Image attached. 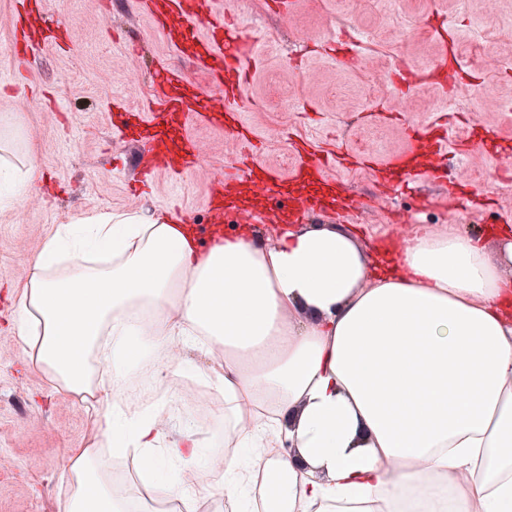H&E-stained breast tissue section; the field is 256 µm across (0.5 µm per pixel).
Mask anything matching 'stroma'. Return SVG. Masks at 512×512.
<instances>
[{
	"label": "stroma",
	"instance_id": "35a3bbf8",
	"mask_svg": "<svg viewBox=\"0 0 512 512\" xmlns=\"http://www.w3.org/2000/svg\"><path fill=\"white\" fill-rule=\"evenodd\" d=\"M28 1L0 0V162L18 168L26 155H35L47 182L37 192L0 197V512H65L70 487L60 478L59 461L66 449L94 447L92 402L22 367L29 347L11 331L5 291L23 286L33 254L56 225L84 213L186 211L200 238H208L210 179L239 178L241 154L225 129L198 124L190 133L204 150L205 165L190 174L161 172L150 188L132 192L147 114L160 89L158 72L182 71L190 89L204 93L211 89L209 77L166 31L154 28L156 0H32L47 26L68 36L36 49L25 69L14 70V18ZM226 2L235 21L252 30L261 54L238 108L253 130V154L275 169L279 181L290 178L278 167L279 156L292 154L304 139L324 160L336 199L355 196L358 206L348 221L366 233L396 235L397 212L412 226H512V194L499 191L496 179L500 166L512 164V77L486 73L500 87L493 97L468 76L449 94L400 89L374 80L359 56L339 53L343 31L336 24L343 12L361 37L378 33L382 65L429 63L451 57L455 43L474 34L494 46L512 44V0H501L502 19L489 28L478 22L481 0H296L289 18L267 17L256 0ZM423 15L443 23L445 36L419 38L416 20ZM294 19L310 28L312 41L294 40ZM273 75L292 91L277 111L266 96ZM339 80L348 94L345 112L337 111L329 93ZM406 96L415 100V111H400ZM452 96L470 105L457 209L423 206L427 186L420 182L396 195L389 208L367 207L371 167L415 153L416 134L454 124ZM157 378L177 394L162 416L167 439L188 429L207 441L223 438L224 415L215 407H208L204 423L186 413L194 379L163 372Z\"/></svg>",
	"mask_w": 512,
	"mask_h": 512
}]
</instances>
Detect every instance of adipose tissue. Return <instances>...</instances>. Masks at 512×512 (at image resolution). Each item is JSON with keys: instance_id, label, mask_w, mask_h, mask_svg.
I'll use <instances>...</instances> for the list:
<instances>
[{"instance_id": "ef3b65f1", "label": "adipose tissue", "mask_w": 512, "mask_h": 512, "mask_svg": "<svg viewBox=\"0 0 512 512\" xmlns=\"http://www.w3.org/2000/svg\"><path fill=\"white\" fill-rule=\"evenodd\" d=\"M487 239L304 224L265 241L244 224L204 247L166 212L101 211L42 242L12 326L26 365L72 393L106 369L97 442L153 477L177 464L166 497L205 461L225 512H512V242L494 256ZM204 341L224 359L198 373L182 353ZM145 366L220 393L234 452L163 443L158 407L121 395ZM60 474L67 512H153L95 476L92 449Z\"/></svg>"}]
</instances>
